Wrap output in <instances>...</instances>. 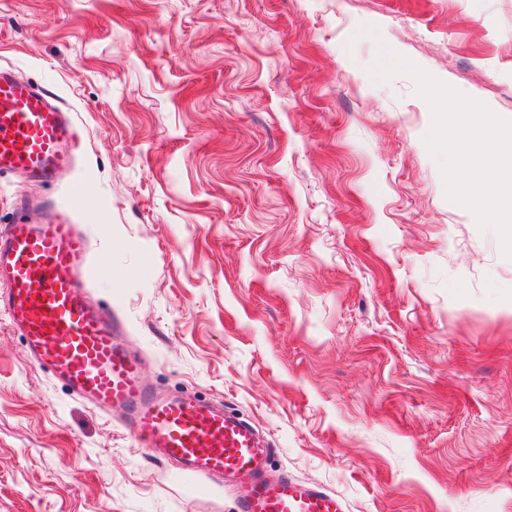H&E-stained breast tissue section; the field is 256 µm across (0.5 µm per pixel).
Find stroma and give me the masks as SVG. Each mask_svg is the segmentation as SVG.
Wrapping results in <instances>:
<instances>
[{"label":"stroma","mask_w":512,"mask_h":512,"mask_svg":"<svg viewBox=\"0 0 512 512\" xmlns=\"http://www.w3.org/2000/svg\"><path fill=\"white\" fill-rule=\"evenodd\" d=\"M377 27L379 38L361 34ZM385 42L512 119V0H0V65L74 112L92 300L347 512H512V259L449 202ZM31 362L0 314V512H241Z\"/></svg>","instance_id":"obj_1"}]
</instances>
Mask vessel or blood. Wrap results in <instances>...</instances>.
<instances>
[{"label":"vessel or blood","mask_w":512,"mask_h":512,"mask_svg":"<svg viewBox=\"0 0 512 512\" xmlns=\"http://www.w3.org/2000/svg\"><path fill=\"white\" fill-rule=\"evenodd\" d=\"M74 122L53 93L0 68V174L53 182L78 166ZM90 244L70 211L39 224L0 225V311L24 336L30 358L90 406L119 408L136 444L203 480L242 482L243 512H346L332 491L269 479L270 455L246 421L194 397L151 391L121 318L89 299Z\"/></svg>","instance_id":"1"}]
</instances>
